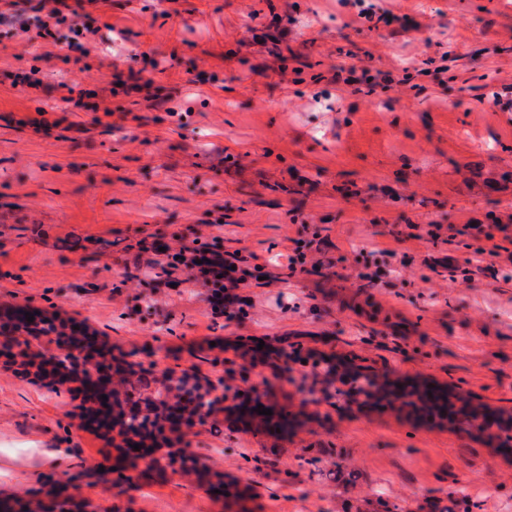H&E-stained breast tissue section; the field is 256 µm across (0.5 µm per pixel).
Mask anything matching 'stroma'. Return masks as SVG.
Returning <instances> with one entry per match:
<instances>
[{
  "label": "stroma",
  "instance_id": "stroma-1",
  "mask_svg": "<svg viewBox=\"0 0 512 512\" xmlns=\"http://www.w3.org/2000/svg\"><path fill=\"white\" fill-rule=\"evenodd\" d=\"M374 2L397 22L357 31L339 0H81L100 28L83 53L29 40L28 0L0 19V314L86 327L152 375L266 380L289 422L257 427L228 399L187 430L239 501L142 463L113 484L90 475L120 451L85 428L76 383L48 392L0 356V500L60 473L98 512H512V447L350 403L339 370L512 413V264L447 271L471 254L449 240L466 224L512 249V108L490 104L512 84V0ZM352 63L394 80L337 90ZM61 81L87 107L62 103ZM413 224L443 231L413 240ZM195 233L264 267L220 314L182 271L149 273ZM299 243L333 267L286 279ZM377 248L409 263L372 287L358 274Z\"/></svg>",
  "mask_w": 512,
  "mask_h": 512
}]
</instances>
